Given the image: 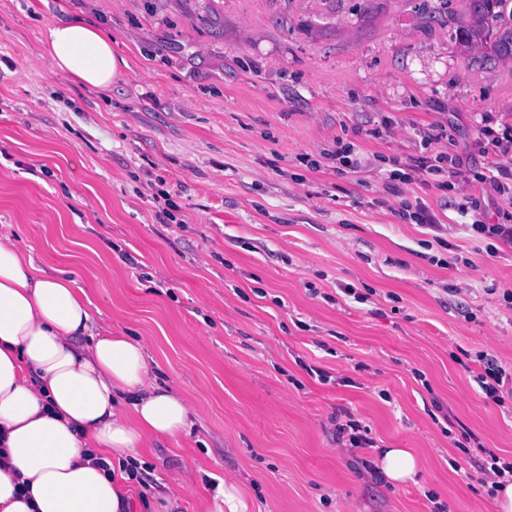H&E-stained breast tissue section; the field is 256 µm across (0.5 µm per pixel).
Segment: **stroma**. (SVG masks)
<instances>
[{
	"label": "stroma",
	"mask_w": 512,
	"mask_h": 512,
	"mask_svg": "<svg viewBox=\"0 0 512 512\" xmlns=\"http://www.w3.org/2000/svg\"><path fill=\"white\" fill-rule=\"evenodd\" d=\"M359 2L0 0V234L68 270L197 415L146 450L137 496L180 483L202 512L228 478L252 512H496L452 440L512 459V413L474 380L484 352L512 372V245L469 228L512 213L479 181L512 168V58L460 45L466 0ZM75 14L129 64L109 89L48 64ZM341 144L361 167L330 160ZM434 150L461 163L446 188L389 180ZM339 411L376 448L338 447ZM380 446L416 451L414 482L371 481Z\"/></svg>",
	"instance_id": "35a3bbf8"
}]
</instances>
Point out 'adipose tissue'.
I'll use <instances>...</instances> for the list:
<instances>
[{
	"label": "adipose tissue",
	"mask_w": 512,
	"mask_h": 512,
	"mask_svg": "<svg viewBox=\"0 0 512 512\" xmlns=\"http://www.w3.org/2000/svg\"><path fill=\"white\" fill-rule=\"evenodd\" d=\"M53 70L107 89L128 63L112 37L76 16L46 30ZM144 340L98 323L84 289L46 272L0 234V512H179L183 487L134 497L125 464L146 448L191 434L189 402L157 382ZM391 488L413 480L408 448L381 449ZM205 512H251L232 480L209 488Z\"/></svg>",
	"instance_id": "adipose-tissue-1"
}]
</instances>
